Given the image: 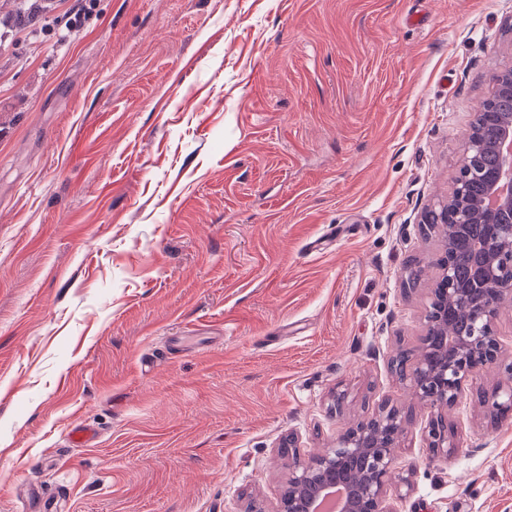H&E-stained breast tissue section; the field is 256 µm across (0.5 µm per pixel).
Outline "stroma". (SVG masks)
Masks as SVG:
<instances>
[{"instance_id":"obj_1","label":"stroma","mask_w":512,"mask_h":512,"mask_svg":"<svg viewBox=\"0 0 512 512\" xmlns=\"http://www.w3.org/2000/svg\"><path fill=\"white\" fill-rule=\"evenodd\" d=\"M73 2L0 0V512H273L279 441L385 401L401 512H512V303L454 454L393 367L512 0H100L57 37Z\"/></svg>"}]
</instances>
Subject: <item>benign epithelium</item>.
I'll return each mask as SVG.
<instances>
[{"label": "benign epithelium", "instance_id": "obj_1", "mask_svg": "<svg viewBox=\"0 0 512 512\" xmlns=\"http://www.w3.org/2000/svg\"><path fill=\"white\" fill-rule=\"evenodd\" d=\"M496 89L512 94V66L497 70L490 75ZM496 148L500 155L499 170L489 178L485 201L476 208L479 215L493 219L497 214L512 215V120L498 122ZM481 131L472 124L463 156V164L470 168L478 163ZM443 213L453 217L469 209V203L461 194H452L441 205ZM443 253L441 274L429 291V305L434 307V317H426V328H448V297L459 301L463 292L453 288L454 282L447 254L452 248L448 232L441 233ZM487 264L475 273L474 287L483 290L482 303L474 311L472 332L459 336L448 345V353L439 359L429 355L426 343L409 352L412 369L409 377L414 397L429 406L434 416L430 420L429 451L434 455H449L456 449L454 433L448 427L446 413L462 397L469 379L494 364L503 345L495 336L483 335L484 318L496 317L498 308L512 301V285L497 284L490 278L493 266L508 256L512 261V224L490 225V239L485 245ZM411 420L401 411L385 412L374 417L372 425L389 426L392 434L385 441H376L367 448L360 440L364 430L350 428L336 438V442L323 452L306 455L301 452L297 439L288 437V447L296 449L288 457V481L281 494L275 512H318L317 506L334 484L329 476L342 465L359 457L364 459L366 475L355 485L345 487L346 497L339 512H398L397 500L404 496L402 488L410 487L414 469L402 468L397 483H392L397 460L396 449L402 434Z\"/></svg>", "mask_w": 512, "mask_h": 512}]
</instances>
